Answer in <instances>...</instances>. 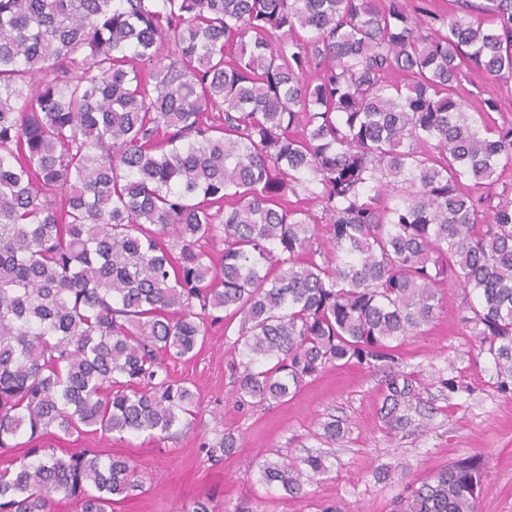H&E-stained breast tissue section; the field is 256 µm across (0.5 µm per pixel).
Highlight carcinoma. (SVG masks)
I'll use <instances>...</instances> for the list:
<instances>
[{
    "label": "carcinoma",
    "instance_id": "cac0c4a2",
    "mask_svg": "<svg viewBox=\"0 0 512 512\" xmlns=\"http://www.w3.org/2000/svg\"><path fill=\"white\" fill-rule=\"evenodd\" d=\"M454 2L0 0V512L143 494L129 458L48 436L192 426L168 361L213 323L238 321L241 405L382 369L401 432L426 408L397 345L458 288L512 394V125L461 96L471 73L512 81V0ZM483 466L437 471L401 512H478ZM328 470L259 465L295 498Z\"/></svg>",
    "mask_w": 512,
    "mask_h": 512
}]
</instances>
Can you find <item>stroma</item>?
Listing matches in <instances>:
<instances>
[{
    "label": "stroma",
    "instance_id": "stroma-1",
    "mask_svg": "<svg viewBox=\"0 0 512 512\" xmlns=\"http://www.w3.org/2000/svg\"><path fill=\"white\" fill-rule=\"evenodd\" d=\"M463 316L460 290L446 291L434 322L398 349L401 370L420 378L432 410L398 433L379 418L381 373L357 366L327 367L285 404L240 407L228 371L237 328L217 323L196 357L171 366L174 377L197 394L200 414L193 428L162 440L97 435L55 438L51 445L61 457L86 447L131 458L147 490L116 504L114 512H190L202 499L216 512L239 504L253 512H322L329 505L343 512H396L407 486L472 456L485 461L479 512H512V395L497 392L493 370L478 357ZM441 372L460 376L468 393L441 395L433 383ZM331 417L343 422L345 433L327 444L318 433ZM217 430L232 433L238 446L211 462L199 448L200 436ZM318 450L327 452L329 471L309 485L306 498L293 499L261 483L258 466L265 458ZM385 465L391 475L382 481L374 472Z\"/></svg>",
    "mask_w": 512,
    "mask_h": 512
}]
</instances>
